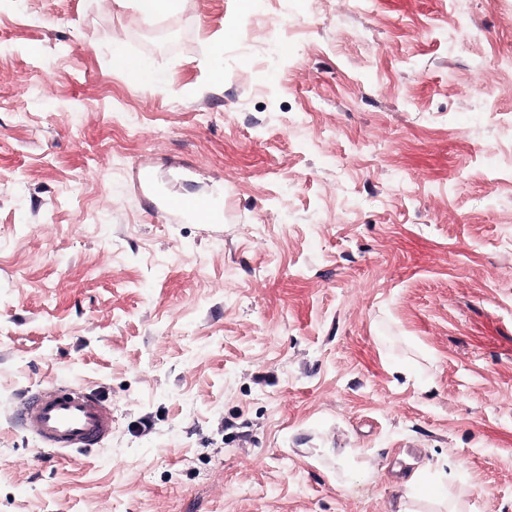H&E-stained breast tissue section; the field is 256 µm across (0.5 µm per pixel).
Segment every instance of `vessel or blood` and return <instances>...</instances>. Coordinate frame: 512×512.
<instances>
[{
  "label": "vessel or blood",
  "mask_w": 512,
  "mask_h": 512,
  "mask_svg": "<svg viewBox=\"0 0 512 512\" xmlns=\"http://www.w3.org/2000/svg\"><path fill=\"white\" fill-rule=\"evenodd\" d=\"M160 210L172 222L213 224L224 215L222 201L207 197L160 195ZM25 428L46 447L69 451L98 444L112 433L110 408L80 387L42 389L26 397Z\"/></svg>",
  "instance_id": "obj_1"
}]
</instances>
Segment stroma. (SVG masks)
Here are the masks:
<instances>
[{"label":"stroma","instance_id":"stroma-1","mask_svg":"<svg viewBox=\"0 0 512 512\" xmlns=\"http://www.w3.org/2000/svg\"><path fill=\"white\" fill-rule=\"evenodd\" d=\"M72 384L81 455L17 421ZM402 499L512 512V0H0V512ZM109 2L119 10L127 9L133 2L140 20L144 22L175 11L180 3L179 0H111ZM160 211L171 222L214 224L224 216V202L207 197L159 196ZM25 428L46 448L83 450L112 434V411L80 387L42 389L25 398Z\"/></svg>","mask_w":512,"mask_h":512}]
</instances>
